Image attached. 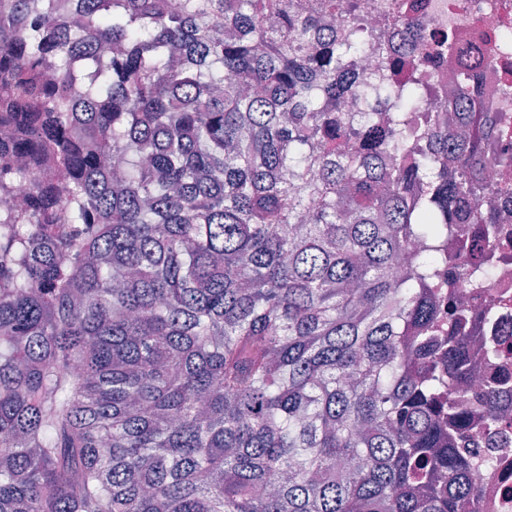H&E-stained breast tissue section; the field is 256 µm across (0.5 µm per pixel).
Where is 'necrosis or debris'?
Wrapping results in <instances>:
<instances>
[{
  "instance_id": "4bbe7bcc",
  "label": "necrosis or debris",
  "mask_w": 512,
  "mask_h": 512,
  "mask_svg": "<svg viewBox=\"0 0 512 512\" xmlns=\"http://www.w3.org/2000/svg\"><path fill=\"white\" fill-rule=\"evenodd\" d=\"M394 3L415 18L419 39L429 41L448 34L443 48L446 60L493 73L498 91L478 97L476 108L493 120L495 128H506L512 135V48L498 50L492 42L494 36L512 33V0H355L358 14L376 23L375 35L367 43V66L379 60L378 38L396 43L404 39L398 28L386 23ZM389 81L395 86L421 83L425 104L412 112L413 122L426 121L448 107V71L441 65L419 68L407 64L393 72ZM503 208V237L485 246L495 257L492 280L481 286L471 279L463 281L458 292L467 298L478 297L480 307L493 313V321L481 332L503 342L507 352L497 366L512 373V202L504 201ZM472 440L469 455L478 467L482 487L479 512H512V437L477 432ZM488 456L495 458L494 467H483Z\"/></svg>"
}]
</instances>
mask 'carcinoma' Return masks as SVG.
Instances as JSON below:
<instances>
[{"mask_svg":"<svg viewBox=\"0 0 512 512\" xmlns=\"http://www.w3.org/2000/svg\"><path fill=\"white\" fill-rule=\"evenodd\" d=\"M0 0V512H478L458 283L488 73L421 128L352 0ZM448 266V275L442 267ZM448 289V343L435 297Z\"/></svg>","mask_w":512,"mask_h":512,"instance_id":"cac0c4a2","label":"carcinoma"}]
</instances>
